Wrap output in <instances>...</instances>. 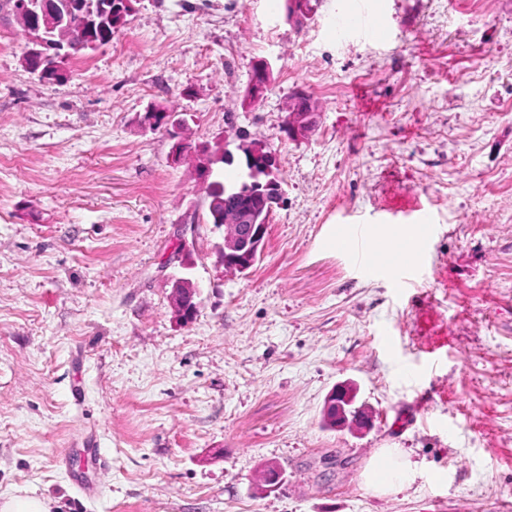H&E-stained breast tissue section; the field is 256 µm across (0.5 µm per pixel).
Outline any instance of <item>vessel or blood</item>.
I'll list each match as a JSON object with an SVG mask.
<instances>
[{"label": "vessel or blood", "mask_w": 512, "mask_h": 512, "mask_svg": "<svg viewBox=\"0 0 512 512\" xmlns=\"http://www.w3.org/2000/svg\"><path fill=\"white\" fill-rule=\"evenodd\" d=\"M330 29L338 40H387L389 29L380 5L369 0L347 13L336 15ZM431 226L425 214H417L413 223L403 225L399 237L377 235L363 224H341L327 237L326 246L342 243L354 252L357 265L367 272H382L395 283L405 284L412 262L421 260L427 249Z\"/></svg>", "instance_id": "b4317fda"}]
</instances>
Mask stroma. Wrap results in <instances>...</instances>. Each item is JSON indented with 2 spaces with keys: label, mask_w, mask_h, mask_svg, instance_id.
Segmentation results:
<instances>
[{
  "label": "stroma",
  "mask_w": 512,
  "mask_h": 512,
  "mask_svg": "<svg viewBox=\"0 0 512 512\" xmlns=\"http://www.w3.org/2000/svg\"><path fill=\"white\" fill-rule=\"evenodd\" d=\"M350 2L296 29L265 0H137L62 82L23 68L0 9V493L58 512H512V0H382L383 43L328 34ZM299 89L321 122L292 141ZM154 104L186 121L180 162L141 123ZM231 122L276 153L284 191L236 275L194 151ZM417 206L435 229L407 287L324 244ZM181 277L201 290L187 324ZM342 382L370 429L324 426ZM93 440L109 465L90 462L88 497L73 475ZM383 448L418 464L392 496L361 478ZM267 460L286 481L258 494ZM271 64L266 59L258 60L252 68L247 88V99L255 102L262 99L270 85ZM172 290V306L175 316L183 323L191 322L201 304L200 290L185 280L177 281Z\"/></svg>",
  "instance_id": "stroma-1"
}]
</instances>
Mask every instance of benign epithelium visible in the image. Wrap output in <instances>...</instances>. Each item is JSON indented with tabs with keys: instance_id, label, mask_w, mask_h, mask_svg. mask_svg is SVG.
Returning a JSON list of instances; mask_svg holds the SVG:
<instances>
[{
	"instance_id": "1",
	"label": "benign epithelium",
	"mask_w": 512,
	"mask_h": 512,
	"mask_svg": "<svg viewBox=\"0 0 512 512\" xmlns=\"http://www.w3.org/2000/svg\"><path fill=\"white\" fill-rule=\"evenodd\" d=\"M71 12L67 0H15V15L22 20L30 42L23 55L24 66L42 79L61 82L66 78L63 43L57 41L51 31L60 17ZM285 21L294 26H302L310 19L304 0H291L284 12ZM271 64L266 59L257 61L252 68L247 88V99L251 102L262 99L270 85ZM320 112L308 95L299 91L283 124V132L295 141L308 139L319 124ZM143 124L150 129L160 128L175 139L172 159L177 160L188 151L189 146L179 138L181 123L169 112L152 107L145 112ZM238 142L237 150L243 152L249 173L254 178L268 177L263 194L262 207L258 211L239 209L224 218V247L221 263L228 274L244 273L252 267L263 253L269 227V218L274 208L280 204L283 190L273 179L277 168L276 154L266 145H248L246 137L228 130L224 135V159L234 161L228 146ZM200 290L185 280L176 282L173 288L172 306L178 320L189 323L199 310ZM357 388L350 382L336 385L326 396L322 416L330 429L356 427L366 428L371 416L363 407L354 406ZM285 482L284 470L274 462L267 461L259 467L254 482L255 491L264 494L279 488Z\"/></svg>"
}]
</instances>
